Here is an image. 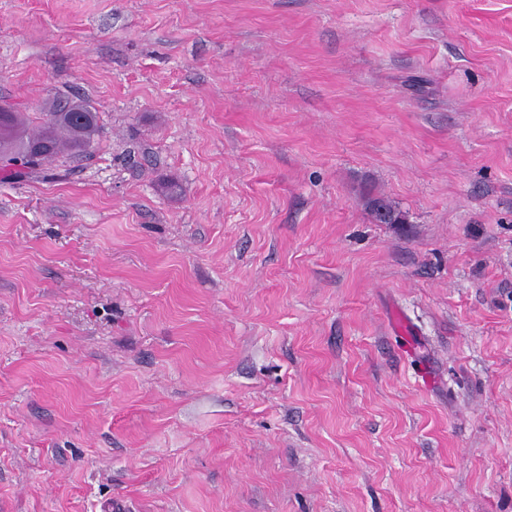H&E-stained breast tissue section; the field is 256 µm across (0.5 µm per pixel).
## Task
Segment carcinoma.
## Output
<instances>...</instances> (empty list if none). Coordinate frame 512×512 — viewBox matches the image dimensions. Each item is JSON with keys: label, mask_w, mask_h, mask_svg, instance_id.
<instances>
[{"label": "carcinoma", "mask_w": 512, "mask_h": 512, "mask_svg": "<svg viewBox=\"0 0 512 512\" xmlns=\"http://www.w3.org/2000/svg\"><path fill=\"white\" fill-rule=\"evenodd\" d=\"M29 125L25 113L11 105H0V161L7 163L37 145L41 152L31 166H40L53 161L64 148L74 152L87 150L99 132L98 112L87 102L66 103L48 113L37 132H29ZM372 212L375 220L385 224L392 217H401L383 199L372 201Z\"/></svg>", "instance_id": "obj_1"}]
</instances>
